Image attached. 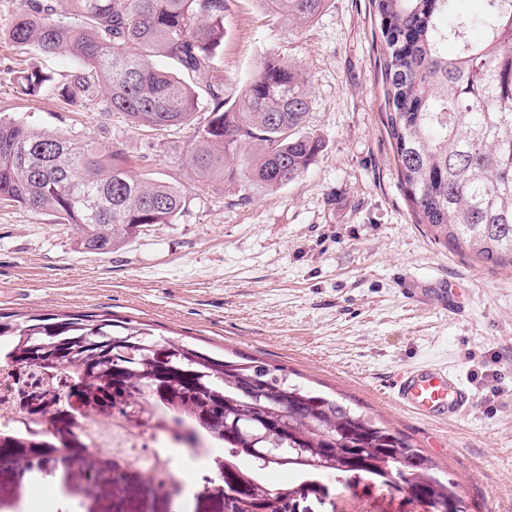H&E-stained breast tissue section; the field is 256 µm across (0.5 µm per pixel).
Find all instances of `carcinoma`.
<instances>
[{"label":"carcinoma","instance_id":"1","mask_svg":"<svg viewBox=\"0 0 512 512\" xmlns=\"http://www.w3.org/2000/svg\"><path fill=\"white\" fill-rule=\"evenodd\" d=\"M269 14L310 22L328 0H256ZM371 0L385 45L380 69L401 186L418 224L445 246L512 270V0ZM22 0L0 35L24 54H65L62 82L22 69L31 97L53 91L71 105L120 115L137 130L194 126L184 162L208 185L250 193L308 171L323 141L302 132L310 96L302 72L261 58L241 93L187 79L215 68L224 44V0ZM455 51L448 54V45ZM180 187L134 173L119 143L94 145L74 130L0 118V205L45 213L106 253L174 224ZM8 358L30 369H77V395L142 399L144 385L182 406L224 445V498L233 512H293L325 473L369 478L424 502L429 512H468L458 485L408 436L290 378L282 366L162 340L128 319L99 314L0 313ZM41 447L0 440V474L26 469ZM251 462L243 467L240 460ZM269 468L298 480L276 493L255 477Z\"/></svg>","mask_w":512,"mask_h":512}]
</instances>
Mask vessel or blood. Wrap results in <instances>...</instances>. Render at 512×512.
I'll use <instances>...</instances> for the list:
<instances>
[{
	"label": "vessel or blood",
	"mask_w": 512,
	"mask_h": 512,
	"mask_svg": "<svg viewBox=\"0 0 512 512\" xmlns=\"http://www.w3.org/2000/svg\"><path fill=\"white\" fill-rule=\"evenodd\" d=\"M391 391L401 407L429 418L456 419L472 402L469 389L456 375L432 366L402 371Z\"/></svg>",
	"instance_id": "1"
}]
</instances>
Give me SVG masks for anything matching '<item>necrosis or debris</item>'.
<instances>
[{"label":"necrosis or debris","instance_id":"1","mask_svg":"<svg viewBox=\"0 0 512 512\" xmlns=\"http://www.w3.org/2000/svg\"><path fill=\"white\" fill-rule=\"evenodd\" d=\"M70 381L64 374L50 379L0 362L1 434L23 444L55 443V416L64 408L72 410L83 458L52 452L35 459L33 471L74 470L81 460H101L111 467L144 472L151 494L161 498L177 482V465L201 462L200 479L212 481L213 468L206 459L215 441L206 430L194 427L176 406L154 402L148 389L138 405L118 400L100 412L65 400L63 391Z\"/></svg>","mask_w":512,"mask_h":512}]
</instances>
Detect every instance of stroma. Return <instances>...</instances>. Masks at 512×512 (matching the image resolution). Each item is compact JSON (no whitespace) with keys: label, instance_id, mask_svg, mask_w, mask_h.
<instances>
[{"label":"stroma","instance_id":"stroma-1","mask_svg":"<svg viewBox=\"0 0 512 512\" xmlns=\"http://www.w3.org/2000/svg\"><path fill=\"white\" fill-rule=\"evenodd\" d=\"M270 53L307 76L305 130L324 149L302 176L242 204L236 188L199 189L181 162L191 130L157 139L55 95L25 96L18 70L59 80L69 60L19 57L0 42V115L120 143L134 170L187 198L178 223L103 254L86 252L78 230L52 216L0 208V313H107L162 338L284 366L407 435L458 483L470 512H512V271L450 251L416 223L384 125L370 0H329L302 25L256 0H226L213 78L237 94ZM445 282L459 289L462 313L438 308L434 290ZM421 365L461 377L473 395L465 414L422 419L392 401L393 377ZM2 500L26 512H224L207 483L153 500L135 474L91 495L54 476L22 485L0 476Z\"/></svg>","mask_w":512,"mask_h":512}]
</instances>
